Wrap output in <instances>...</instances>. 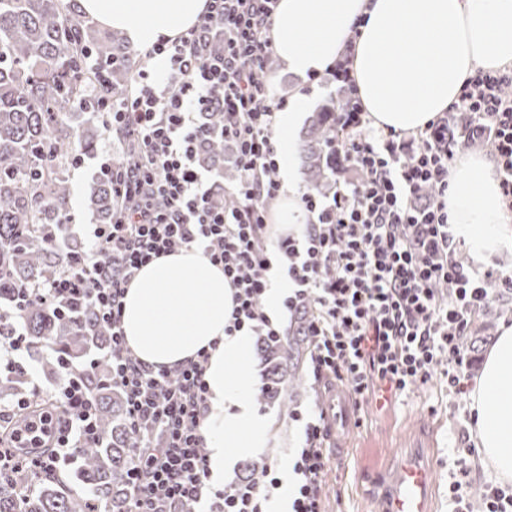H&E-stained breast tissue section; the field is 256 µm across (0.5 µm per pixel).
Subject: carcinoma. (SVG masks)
I'll return each instance as SVG.
<instances>
[{
  "instance_id": "obj_1",
  "label": "carcinoma",
  "mask_w": 512,
  "mask_h": 512,
  "mask_svg": "<svg viewBox=\"0 0 512 512\" xmlns=\"http://www.w3.org/2000/svg\"><path fill=\"white\" fill-rule=\"evenodd\" d=\"M134 52L119 37L105 33L77 14L63 12L61 0H0V301L9 302L20 288L46 285L67 259L81 256L86 244L72 237L55 245L62 219L70 212L69 168L94 153L107 130L98 82H111L108 97L127 92L125 73ZM340 101L329 97L315 112L300 144L309 186L321 189L333 176L330 146L336 137ZM78 110L81 121L66 115ZM206 159L224 161V140L207 143ZM93 216L112 222V183L93 184ZM30 351L53 344L69 359L81 358L91 346L108 348V332L97 325L84 301L65 312L37 301L18 315ZM268 372L276 377L298 374L302 345L270 347ZM109 362L102 358L90 374L100 405L103 443L78 452L76 476L89 488L86 496L66 492L54 477L25 472L0 478V512H129L132 467L125 407L108 381ZM31 397L20 372L0 376V400Z\"/></svg>"
}]
</instances>
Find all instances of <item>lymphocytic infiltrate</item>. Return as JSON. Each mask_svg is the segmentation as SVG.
<instances>
[{
	"label": "lymphocytic infiltrate",
	"instance_id": "obj_1",
	"mask_svg": "<svg viewBox=\"0 0 512 512\" xmlns=\"http://www.w3.org/2000/svg\"><path fill=\"white\" fill-rule=\"evenodd\" d=\"M278 0H209L201 21L160 42L165 80L147 69L132 75L128 96L113 105L109 130L135 159L98 157L117 207L108 224L92 225L90 246L45 288H23L17 305L0 306V370H23L30 339L18 308L33 300L62 309L78 296L110 332L112 386L126 397L133 458L130 512H275L283 467L296 481L289 512H323L322 483L336 412L325 404L341 385L355 408L398 397L433 380L460 397L471 386L476 357L469 340L496 293H512V275L465 265L448 222V168L455 140L447 113L406 135L369 128L351 75V50L330 71L345 100L336 114V185L301 196L305 229L270 241L271 207L281 182L274 118L284 105L262 72ZM222 108L221 134L237 153L238 177L218 187L201 162L211 136L203 116ZM472 132L489 135L498 164L502 206L512 212V69L476 70L457 103ZM202 247L232 290L225 335L242 330L270 342L298 332L315 396L290 418L302 430L284 459L237 473L212 490L200 425L209 411L208 353L173 369H154L130 350L122 298L140 269L182 247ZM118 269L100 264L103 253ZM288 279L281 314L265 299L269 272ZM61 375L44 395L51 410L16 407L8 440H0V473L59 474L79 449L98 445V401L87 373L59 358Z\"/></svg>",
	"mask_w": 512,
	"mask_h": 512
}]
</instances>
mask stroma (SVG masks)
I'll list each match as a JSON object with an SVG mask.
<instances>
[{"mask_svg": "<svg viewBox=\"0 0 512 512\" xmlns=\"http://www.w3.org/2000/svg\"><path fill=\"white\" fill-rule=\"evenodd\" d=\"M270 80L277 96L293 100L295 93H303L310 107H317L327 97L335 94L336 87L309 78H301L274 64ZM96 161L85 162L69 172L70 207L74 217L70 234L85 237L91 222L89 186L94 178ZM310 393V381L305 375H297L289 383L285 402L275 406H261L260 411L271 421L272 438L267 447L256 449L250 456L258 462L282 456L284 451L298 446L299 431L289 419L297 400ZM470 408L469 401L457 400L446 386L431 383L401 397L384 409H368L362 412V423L351 437L350 448L331 450L325 475L323 508L325 512H363L364 502L360 491V471L372 456L383 457L394 453L400 430L413 412L429 415L435 427V451L440 460L438 507L439 512H449L448 482L453 461L461 453L460 425Z\"/></svg>", "mask_w": 512, "mask_h": 512, "instance_id": "35a3bbf8", "label": "stroma"}]
</instances>
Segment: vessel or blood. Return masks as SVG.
Here are the masks:
<instances>
[{
    "label": "vessel or blood",
    "mask_w": 512,
    "mask_h": 512,
    "mask_svg": "<svg viewBox=\"0 0 512 512\" xmlns=\"http://www.w3.org/2000/svg\"><path fill=\"white\" fill-rule=\"evenodd\" d=\"M397 463L367 468V497L373 512H437L435 490L439 462L431 452L432 427L416 420L400 436Z\"/></svg>",
    "instance_id": "vessel-or-blood-1"
}]
</instances>
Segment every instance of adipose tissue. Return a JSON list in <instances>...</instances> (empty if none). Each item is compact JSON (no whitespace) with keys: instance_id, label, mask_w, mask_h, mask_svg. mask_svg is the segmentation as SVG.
<instances>
[{"instance_id":"obj_1","label":"adipose tissue","mask_w":512,"mask_h":512,"mask_svg":"<svg viewBox=\"0 0 512 512\" xmlns=\"http://www.w3.org/2000/svg\"><path fill=\"white\" fill-rule=\"evenodd\" d=\"M131 45L151 50L197 25L209 0H77ZM270 38L276 56L304 77L331 69L353 44L352 76L362 109L380 129L415 131L457 102L476 69L512 66V0H278ZM301 105L276 115L275 150L283 181L274 212L281 229L305 222L293 131ZM493 164L459 160L448 175V214L457 241L477 263L512 253V220L501 207ZM232 291L221 267L200 247L179 249L144 266L123 299V330L145 364L172 368L208 351L210 411L201 434L210 484L224 486L233 456L269 438L253 400V338L224 334ZM477 447L503 482H512V325L500 328L471 392Z\"/></svg>"}]
</instances>
